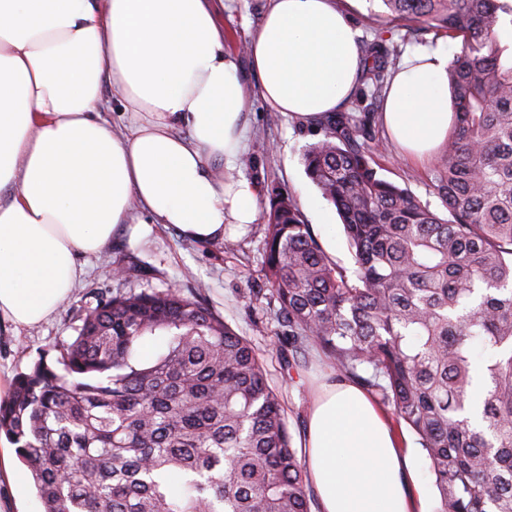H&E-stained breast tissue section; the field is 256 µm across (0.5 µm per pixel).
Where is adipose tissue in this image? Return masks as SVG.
I'll return each instance as SVG.
<instances>
[{"instance_id": "1", "label": "adipose tissue", "mask_w": 512, "mask_h": 512, "mask_svg": "<svg viewBox=\"0 0 512 512\" xmlns=\"http://www.w3.org/2000/svg\"><path fill=\"white\" fill-rule=\"evenodd\" d=\"M218 0H0V318L47 319L139 204L195 241L257 216L245 177L215 161L242 147L249 95L225 50ZM260 99L317 122L361 82L360 48L333 0H271L248 46ZM447 46L406 54L382 120L409 155L448 136ZM137 115L130 134L101 116L103 87ZM187 127L190 138L176 135ZM303 446L321 512H420L408 459L357 385L324 387Z\"/></svg>"}]
</instances>
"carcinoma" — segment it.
Listing matches in <instances>:
<instances>
[{"label":"carcinoma","instance_id":"carcinoma-1","mask_svg":"<svg viewBox=\"0 0 512 512\" xmlns=\"http://www.w3.org/2000/svg\"><path fill=\"white\" fill-rule=\"evenodd\" d=\"M386 16L462 38L453 118L431 188L442 216L378 175L372 134L400 48L361 45L376 110L331 112L303 154L355 270L287 190L267 188L265 299L292 372L316 349L418 437L435 512H512V0H382ZM152 358L142 348L158 339ZM0 401L44 512H311L305 467L252 343L200 289L99 296Z\"/></svg>","mask_w":512,"mask_h":512}]
</instances>
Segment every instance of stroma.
Instances as JSON below:
<instances>
[{
  "instance_id": "obj_1",
  "label": "stroma",
  "mask_w": 512,
  "mask_h": 512,
  "mask_svg": "<svg viewBox=\"0 0 512 512\" xmlns=\"http://www.w3.org/2000/svg\"><path fill=\"white\" fill-rule=\"evenodd\" d=\"M334 2L350 17L358 41L373 39L383 24L401 36L400 48L405 53L436 41L434 31L427 28L418 36L405 37L400 22L384 21L380 0ZM268 5L269 0H224L220 17L226 49L236 56L240 74L250 87L255 81L244 46L258 30ZM319 137V124L301 123L271 111L260 98H253L245 120V149L236 161V169L256 184L258 214L254 224L231 230L235 248L225 249L220 241L188 240L175 227L152 223L149 214L134 209L133 224L127 225L101 253L79 257L82 273L69 298L52 315L36 326L17 331L0 323V380L14 382L17 374L31 366L45 349L73 340L92 295L109 296L129 290L158 292L171 287L188 291L199 287L207 304L261 354L269 382L282 396L292 445L300 447L313 399L323 385L333 382L335 372L326 358L315 351L299 367L296 377H288L283 370L282 332L273 310L263 298L246 305L242 295L266 287V188L273 183L281 184L296 198L326 253L345 270L354 268L338 215L306 176L302 163L306 145ZM376 162L380 177L411 190L431 209L440 210L441 204L429 187L432 160L406 157L392 141L387 153L377 157ZM129 265L137 266L136 279L114 277V270ZM398 437L409 458L413 485L424 493L423 512H434L437 493L425 453L410 430H402Z\"/></svg>"
}]
</instances>
